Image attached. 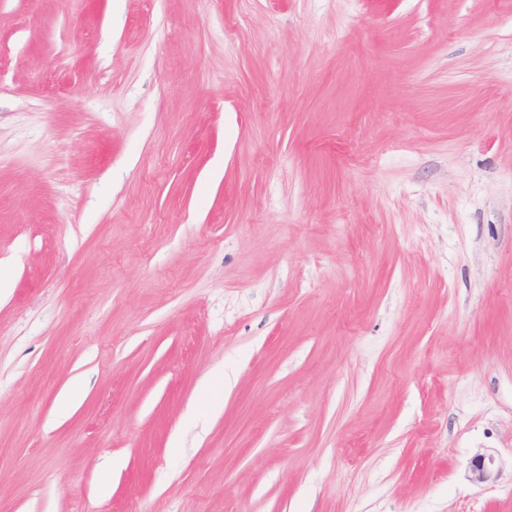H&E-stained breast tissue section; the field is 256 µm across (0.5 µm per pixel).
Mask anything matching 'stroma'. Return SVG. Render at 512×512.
I'll return each mask as SVG.
<instances>
[{"label": "stroma", "instance_id": "obj_1", "mask_svg": "<svg viewBox=\"0 0 512 512\" xmlns=\"http://www.w3.org/2000/svg\"><path fill=\"white\" fill-rule=\"evenodd\" d=\"M0 512H512V0H0Z\"/></svg>", "mask_w": 512, "mask_h": 512}]
</instances>
